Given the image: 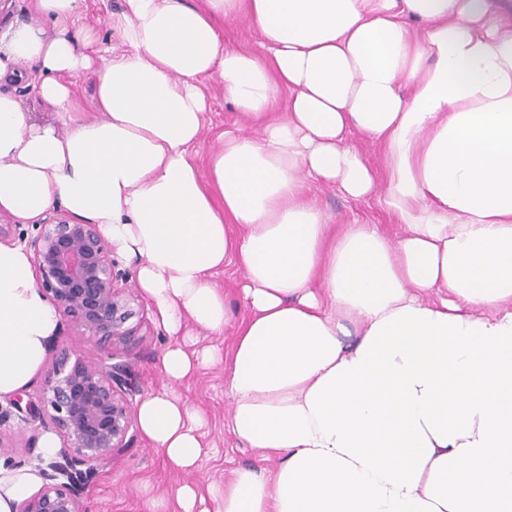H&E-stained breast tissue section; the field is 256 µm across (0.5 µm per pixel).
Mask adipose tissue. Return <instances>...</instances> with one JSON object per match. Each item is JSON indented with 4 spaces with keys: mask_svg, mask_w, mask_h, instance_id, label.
Returning a JSON list of instances; mask_svg holds the SVG:
<instances>
[{
    "mask_svg": "<svg viewBox=\"0 0 512 512\" xmlns=\"http://www.w3.org/2000/svg\"><path fill=\"white\" fill-rule=\"evenodd\" d=\"M30 2L0 29V84L41 75L56 120L0 92V211L63 206L135 262L171 338L138 423L171 467L203 448L176 386L216 363L229 429L261 459L204 495L180 485L181 512H512V23L488 0H123L116 53L71 36L83 0ZM238 18L259 51L224 46L216 24ZM91 68L95 120L64 81ZM212 79L252 129L220 134L202 168ZM309 180L377 198L400 233L333 224ZM230 262L238 320L212 283ZM189 325L233 329L230 357L187 351ZM57 330L30 253L0 243V397ZM39 483L0 466V512Z\"/></svg>",
    "mask_w": 512,
    "mask_h": 512,
    "instance_id": "1",
    "label": "adipose tissue"
}]
</instances>
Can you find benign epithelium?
I'll list each match as a JSON object with an SVG mask.
<instances>
[{
    "label": "benign epithelium",
    "instance_id": "obj_1",
    "mask_svg": "<svg viewBox=\"0 0 512 512\" xmlns=\"http://www.w3.org/2000/svg\"><path fill=\"white\" fill-rule=\"evenodd\" d=\"M35 283L56 311L100 344L127 342L135 335L128 322L135 316L137 295L118 286L112 248L97 224L70 216L49 218L27 239ZM104 358L70 357L53 365L41 405L26 409L29 418H49L61 448L46 459L7 458L5 466L21 468L38 462L41 488L22 501L18 512H83L82 496L95 482L97 465L133 440L131 401L134 393L129 366Z\"/></svg>",
    "mask_w": 512,
    "mask_h": 512
}]
</instances>
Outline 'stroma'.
<instances>
[{"label":"stroma","instance_id":"35a3bbf8","mask_svg":"<svg viewBox=\"0 0 512 512\" xmlns=\"http://www.w3.org/2000/svg\"><path fill=\"white\" fill-rule=\"evenodd\" d=\"M122 0H84L82 15L76 31H85L98 42L122 49L119 33L108 24L110 14L119 12ZM242 119L233 104L224 97V89L218 81H210L208 111L205 129L193 147L192 153L198 166H205L217 145L221 132L236 129ZM309 196L336 223L349 224L360 221L381 225L394 230L395 220L374 198L354 200L343 195L336 187L313 184ZM136 334L129 342L113 347L96 346L70 321H63L57 338L52 342L44 363L21 398L26 403H39L42 389L52 373L53 363L61 353H81L89 357H101L113 352L116 361L128 364L131 379L138 393L161 389L165 380L159 371L160 354L168 337L159 326L151 303L147 299L138 302V314L132 320ZM180 396L205 417L203 443L205 453L199 465L184 473L171 469L163 455L152 448L143 435H136L129 447L113 452L98 468V477L82 497L85 512H149L148 495L167 496L171 489L185 482L206 490L215 481L223 480L230 470L240 464L254 462L255 457L238 445L228 429L231 408L224 394V367L216 364L200 369L178 385ZM165 512H180L175 501L169 500Z\"/></svg>","mask_w":512,"mask_h":512}]
</instances>
